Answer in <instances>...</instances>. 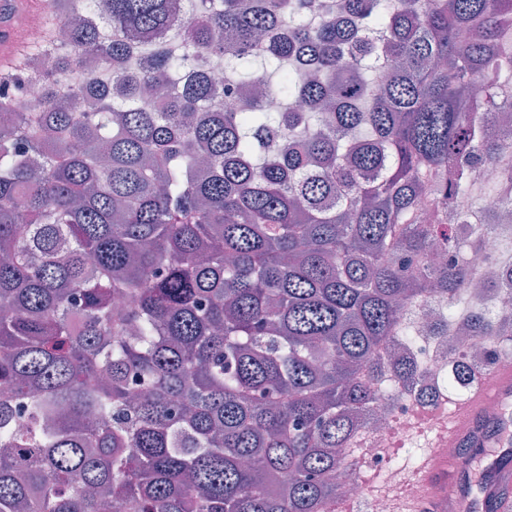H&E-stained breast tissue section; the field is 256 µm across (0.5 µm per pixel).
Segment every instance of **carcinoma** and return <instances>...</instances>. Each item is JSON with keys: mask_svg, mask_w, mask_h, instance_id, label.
I'll return each mask as SVG.
<instances>
[{"mask_svg": "<svg viewBox=\"0 0 512 512\" xmlns=\"http://www.w3.org/2000/svg\"><path fill=\"white\" fill-rule=\"evenodd\" d=\"M61 2L0 74V512H328L360 415L512 354V310L432 261L509 210L512 0ZM213 58L281 110L214 102ZM431 296L429 338L483 346L441 390L408 353Z\"/></svg>", "mask_w": 512, "mask_h": 512, "instance_id": "cac0c4a2", "label": "carcinoma"}]
</instances>
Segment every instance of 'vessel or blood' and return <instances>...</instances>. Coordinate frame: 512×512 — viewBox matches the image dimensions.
Returning <instances> with one entry per match:
<instances>
[{"instance_id":"obj_1","label":"vessel or blood","mask_w":512,"mask_h":512,"mask_svg":"<svg viewBox=\"0 0 512 512\" xmlns=\"http://www.w3.org/2000/svg\"><path fill=\"white\" fill-rule=\"evenodd\" d=\"M512 401V368L498 367L485 373L473 393L456 403L448 414L433 418L439 438L453 448L485 449V483L474 507L476 512H512V442L500 430L502 420L490 419L491 403ZM403 484L424 485L423 497L400 496L396 512H463L468 497V477L455 457L431 452L402 477Z\"/></svg>"}]
</instances>
